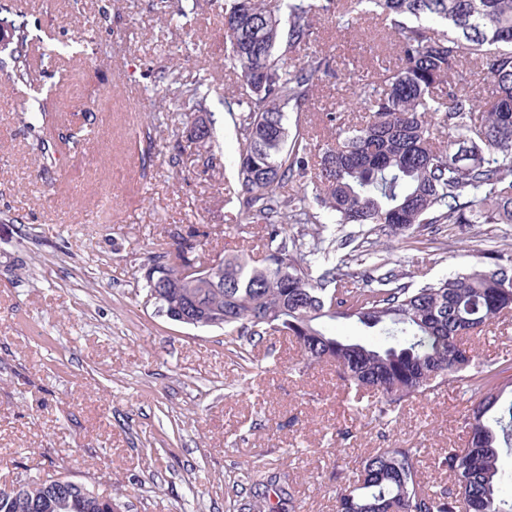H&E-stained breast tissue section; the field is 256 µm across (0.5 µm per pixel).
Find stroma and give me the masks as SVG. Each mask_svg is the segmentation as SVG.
Wrapping results in <instances>:
<instances>
[{"label":"stroma","instance_id":"stroma-1","mask_svg":"<svg viewBox=\"0 0 512 512\" xmlns=\"http://www.w3.org/2000/svg\"><path fill=\"white\" fill-rule=\"evenodd\" d=\"M224 0H197L187 24L164 22L159 0H0L26 23L33 85L0 78V487L70 476L121 512H240L246 479L284 471L296 512H336V434L346 460L377 448H420L424 477L450 487L435 457L465 440L470 392L442 388L383 426L371 398L345 394L333 367L296 374L298 349L278 336L233 351L230 335L168 319L148 301L150 256L174 236L204 253L262 250L265 227L227 194L236 130L228 105L244 88L224 69ZM309 54L342 69L323 81L299 122L358 111L359 81L397 49L380 18L315 20ZM210 85L213 160L193 141L182 92ZM51 98L43 112L35 103ZM76 134L45 160L38 134ZM488 234L512 258V224L454 228L446 249L421 230L379 235L382 257L419 285L474 262ZM479 363L512 380V320L476 339Z\"/></svg>","mask_w":512,"mask_h":512}]
</instances>
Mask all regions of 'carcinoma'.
<instances>
[{
    "label": "carcinoma",
    "instance_id": "carcinoma-1",
    "mask_svg": "<svg viewBox=\"0 0 512 512\" xmlns=\"http://www.w3.org/2000/svg\"><path fill=\"white\" fill-rule=\"evenodd\" d=\"M224 0L226 65L246 86L231 113L239 161L234 198L247 219L266 225L265 256L256 265L238 254L220 267L195 254L199 278L182 276L184 248L152 256L144 288L161 282L164 308L190 310L200 327L221 328L241 345L267 336L292 338L305 367L327 363L338 384L372 393L386 423L404 403L458 384L478 394L464 417L467 439L438 457L452 488L424 486L420 448H378L352 469L336 472V512H512L500 493L498 459L512 450V385L492 382L463 338L512 315V265L501 264L489 240H476L481 261L417 287L406 274L371 261L351 263L370 237L441 224L512 223V0ZM180 22L194 0H161ZM336 14L350 25L381 17L399 62L360 85L364 112L325 114L335 129L326 142L290 131L318 84L338 72L330 54L301 59L314 40V19ZM8 80L32 83L26 26L11 24ZM488 87L477 103L473 81ZM207 84L185 91L202 109ZM352 246L333 262L336 238L323 236L322 213ZM314 229L290 236L286 224ZM354 320L378 341L351 340L324 329ZM288 475L254 483L249 512H295ZM0 512H114L112 499L87 486L68 495L35 482L0 495Z\"/></svg>",
    "mask_w": 512,
    "mask_h": 512
}]
</instances>
